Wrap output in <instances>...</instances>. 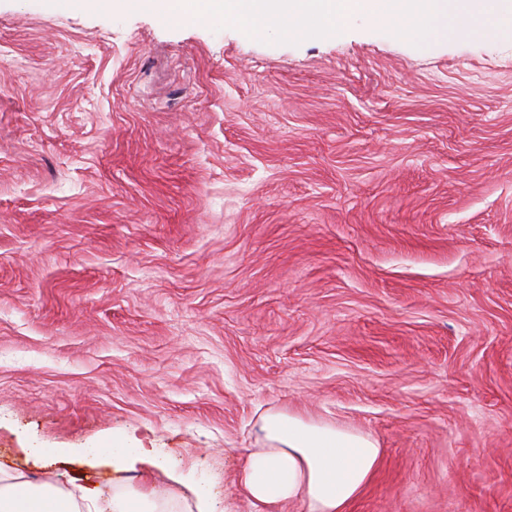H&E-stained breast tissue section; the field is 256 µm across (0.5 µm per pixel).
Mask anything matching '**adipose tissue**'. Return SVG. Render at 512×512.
Instances as JSON below:
<instances>
[{"label": "adipose tissue", "mask_w": 512, "mask_h": 512, "mask_svg": "<svg viewBox=\"0 0 512 512\" xmlns=\"http://www.w3.org/2000/svg\"><path fill=\"white\" fill-rule=\"evenodd\" d=\"M265 447L247 452L237 476L252 512L284 502L304 512H347L380 458L371 436L281 411L262 417ZM0 512H167L156 491L114 494L78 488L64 492L0 467Z\"/></svg>", "instance_id": "obj_1"}]
</instances>
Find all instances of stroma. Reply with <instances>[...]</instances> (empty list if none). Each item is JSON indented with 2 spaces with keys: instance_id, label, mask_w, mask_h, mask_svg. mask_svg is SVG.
Returning <instances> with one entry per match:
<instances>
[{
  "instance_id": "obj_1",
  "label": "stroma",
  "mask_w": 512,
  "mask_h": 512,
  "mask_svg": "<svg viewBox=\"0 0 512 512\" xmlns=\"http://www.w3.org/2000/svg\"><path fill=\"white\" fill-rule=\"evenodd\" d=\"M275 411L377 440L348 512H512V38L0 0V466L251 512ZM85 453L91 456L107 454L112 463L123 465L129 457L136 454L139 448H133L126 441L113 440L97 447L85 448Z\"/></svg>"
}]
</instances>
